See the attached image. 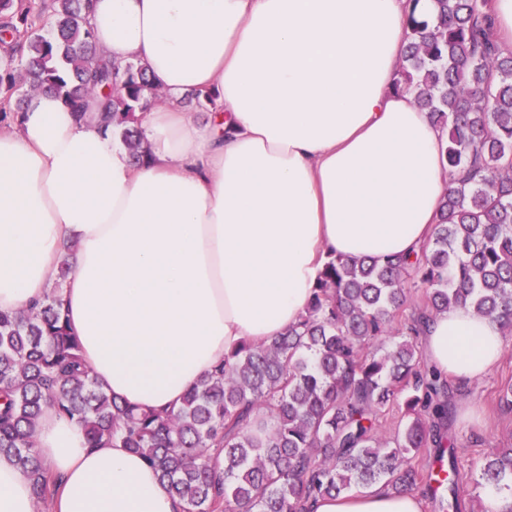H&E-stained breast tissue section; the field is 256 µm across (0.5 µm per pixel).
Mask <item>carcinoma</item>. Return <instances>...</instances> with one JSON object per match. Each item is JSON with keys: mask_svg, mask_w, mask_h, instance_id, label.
<instances>
[{"mask_svg": "<svg viewBox=\"0 0 512 512\" xmlns=\"http://www.w3.org/2000/svg\"><path fill=\"white\" fill-rule=\"evenodd\" d=\"M88 0H0V123L34 93L61 97L79 120L120 130L137 160L135 113L160 93L136 62L101 57L84 12ZM53 18L49 36L36 33ZM394 84L447 132L442 156L456 187L432 240L413 257L379 263L340 257L324 265L299 321L268 344H244L188 391L175 410L122 405L101 391L52 293L39 305L0 313V453L30 481L36 501L53 481L35 452L45 406L76 421L93 447L143 456L184 512H312L319 498L381 484L402 492L421 481L422 456L438 471L427 483L431 512L469 509L448 430L454 388L416 344L430 320L464 306L512 331V52L493 36L488 0H434V16L411 13ZM23 67L19 93L17 67ZM219 95L197 91L185 106L212 112ZM423 284L418 315L397 319ZM395 340L381 354L365 345ZM409 421L390 443L374 429L398 397ZM481 480L512 490V446L498 449Z\"/></svg>", "mask_w": 512, "mask_h": 512, "instance_id": "carcinoma-1", "label": "carcinoma"}]
</instances>
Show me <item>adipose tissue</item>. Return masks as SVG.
Listing matches in <instances>:
<instances>
[{
    "label": "adipose tissue",
    "instance_id": "ef3b65f1",
    "mask_svg": "<svg viewBox=\"0 0 512 512\" xmlns=\"http://www.w3.org/2000/svg\"><path fill=\"white\" fill-rule=\"evenodd\" d=\"M413 8L433 15L432 0H91L100 53L140 63L163 99L139 115L138 164L49 93L0 128V312L58 291L98 385L169 411L242 343L294 325L328 257L420 251L453 182L444 131L394 87ZM201 89L221 102L203 125L182 106ZM422 344L462 384L505 346L467 307L434 317ZM36 450L55 480L51 512H182L140 455L90 447L53 408ZM422 508L379 487L312 510ZM0 512H36L5 455Z\"/></svg>",
    "mask_w": 512,
    "mask_h": 512
}]
</instances>
